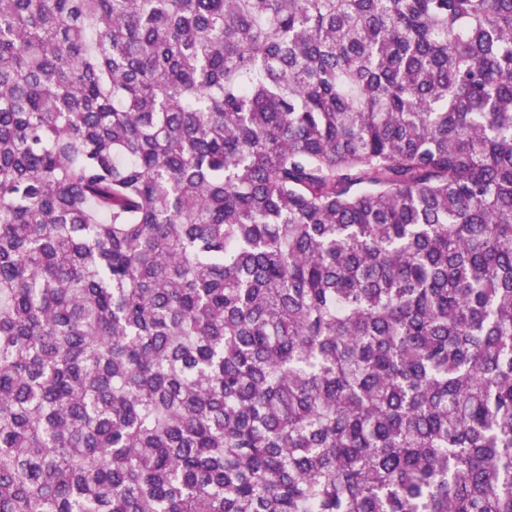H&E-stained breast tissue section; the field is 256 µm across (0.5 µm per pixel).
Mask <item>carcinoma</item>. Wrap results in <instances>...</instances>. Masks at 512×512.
Here are the masks:
<instances>
[{
  "instance_id": "carcinoma-1",
  "label": "carcinoma",
  "mask_w": 512,
  "mask_h": 512,
  "mask_svg": "<svg viewBox=\"0 0 512 512\" xmlns=\"http://www.w3.org/2000/svg\"><path fill=\"white\" fill-rule=\"evenodd\" d=\"M0 512H512V0H0Z\"/></svg>"
}]
</instances>
